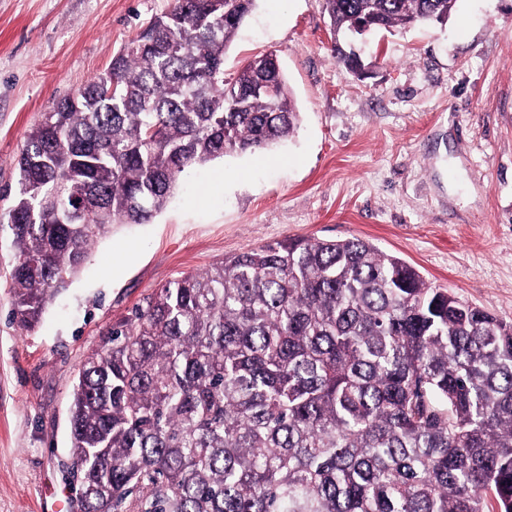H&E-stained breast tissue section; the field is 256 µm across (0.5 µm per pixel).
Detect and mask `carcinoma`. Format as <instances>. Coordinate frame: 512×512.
Returning <instances> with one entry per match:
<instances>
[{"label": "carcinoma", "instance_id": "carcinoma-1", "mask_svg": "<svg viewBox=\"0 0 512 512\" xmlns=\"http://www.w3.org/2000/svg\"><path fill=\"white\" fill-rule=\"evenodd\" d=\"M258 0H173L28 133L10 225L13 320L33 328L115 224L178 176L299 122L276 56L224 54ZM355 30L445 22L458 0H323ZM83 512H512V324L358 238L250 247L156 289L79 370Z\"/></svg>", "mask_w": 512, "mask_h": 512}]
</instances>
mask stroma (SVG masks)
Returning a JSON list of instances; mask_svg holds the SVG:
<instances>
[{
    "label": "stroma",
    "instance_id": "35a3bbf8",
    "mask_svg": "<svg viewBox=\"0 0 512 512\" xmlns=\"http://www.w3.org/2000/svg\"><path fill=\"white\" fill-rule=\"evenodd\" d=\"M172 0H0V188L30 129L103 73ZM322 0H259L225 54L281 61L297 128L278 148L184 172L146 224H117L31 330L12 320L0 224V512L58 501L69 407L113 323L183 274L288 238H360L512 323V0H458L447 23L373 35L356 78L330 52Z\"/></svg>",
    "mask_w": 512,
    "mask_h": 512
}]
</instances>
